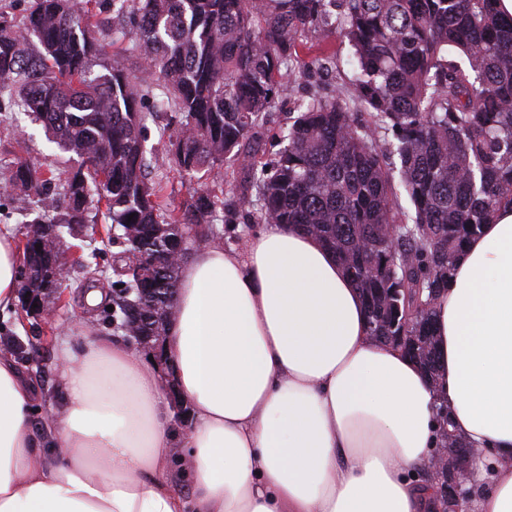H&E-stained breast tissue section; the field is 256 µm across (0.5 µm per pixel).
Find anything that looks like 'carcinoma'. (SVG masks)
I'll list each match as a JSON object with an SVG mask.
<instances>
[{"label": "carcinoma", "mask_w": 512, "mask_h": 512, "mask_svg": "<svg viewBox=\"0 0 512 512\" xmlns=\"http://www.w3.org/2000/svg\"><path fill=\"white\" fill-rule=\"evenodd\" d=\"M498 0H106L112 39L159 73L158 103L182 114L173 162L207 175L231 161L238 203L265 224H298L332 250L360 290L370 335L410 336V355L434 371L432 296L467 242L512 205V15ZM337 5L333 14L329 7ZM352 50L351 96L314 95L282 130L274 164L251 140L312 30ZM76 0H33L23 21L0 15V92L80 161L55 193L17 164L7 185L38 197L25 246V288L47 276L55 239L85 223L91 195L136 263L112 289V322L164 336L180 265L168 262L180 224H202L207 195L176 214L147 175L141 84L93 35ZM101 66L104 74L95 73ZM355 106L370 116L352 119ZM405 198L411 206L400 204ZM156 306L145 321L135 300Z\"/></svg>", "instance_id": "cac0c4a2"}]
</instances>
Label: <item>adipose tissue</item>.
Here are the masks:
<instances>
[{
    "label": "adipose tissue",
    "mask_w": 512,
    "mask_h": 512,
    "mask_svg": "<svg viewBox=\"0 0 512 512\" xmlns=\"http://www.w3.org/2000/svg\"><path fill=\"white\" fill-rule=\"evenodd\" d=\"M18 257L0 233V308ZM436 371L373 341L336 256L293 224L182 268L165 349L191 410L177 434L163 371L120 340L57 364L64 407L0 353V512H512V209L457 258L433 304ZM473 448L470 499L425 480L447 428Z\"/></svg>",
    "instance_id": "adipose-tissue-1"
}]
</instances>
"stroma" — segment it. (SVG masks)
<instances>
[{"mask_svg": "<svg viewBox=\"0 0 512 512\" xmlns=\"http://www.w3.org/2000/svg\"><path fill=\"white\" fill-rule=\"evenodd\" d=\"M89 9L97 12L100 26L96 36L104 43H112L128 73L143 80L147 77L145 65L132 50L131 40L113 42L112 14L101 11L97 0H90ZM328 58V65H318V58ZM302 64L297 77L286 82L275 108L268 117L267 129L255 144L259 157L269 162L282 148L276 129L285 127L290 113L296 112L302 100L311 94L334 95L351 87L353 67L351 51L346 42L330 28L322 27L307 36V47L301 52ZM149 113L146 122L145 146L152 166L164 175L163 198L169 207L181 210L203 194L209 195L217 209L231 207L229 222L219 240L225 247L243 249L248 237L258 229L259 222L253 208H232L236 198V176L232 164H224L208 178H197L180 172L171 162V149L180 131V114L157 107L154 100L145 103ZM25 163L42 180L49 179L53 170L72 168L68 154L50 143L41 128L25 115L0 110V229L10 230L14 238H21L26 224L35 216L37 205L23 201L15 193L6 192L4 186L11 169ZM93 224L75 225L63 238V254L67 260L77 258L97 264L102 271L100 285L111 288L116 281V267L125 260L123 244L111 241L104 231V217L100 208L90 206ZM82 276L78 268H71L62 293V304L56 319L43 323L29 319L19 307L0 311V352L6 351L12 338L27 342L29 359L20 363L23 375L37 389L39 398L33 406L35 423L62 409L60 382L56 362L60 350L70 347L79 350L83 332L112 337L113 330L106 309H89L83 294Z\"/></svg>", "mask_w": 512, "mask_h": 512, "instance_id": "obj_1", "label": "stroma"}]
</instances>
